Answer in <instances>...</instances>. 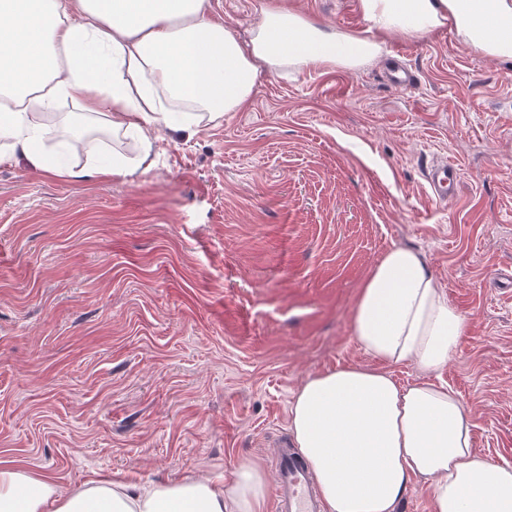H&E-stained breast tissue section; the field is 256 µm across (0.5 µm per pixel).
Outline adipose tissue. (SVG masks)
I'll list each match as a JSON object with an SVG mask.
<instances>
[{
    "instance_id": "ef3b65f1",
    "label": "adipose tissue",
    "mask_w": 512,
    "mask_h": 512,
    "mask_svg": "<svg viewBox=\"0 0 512 512\" xmlns=\"http://www.w3.org/2000/svg\"><path fill=\"white\" fill-rule=\"evenodd\" d=\"M257 23L241 40L211 15V0H0V163L22 153L36 168L72 176L46 152L43 118L54 101L105 115L133 132L140 152L121 163L92 153L98 175L150 169L159 126L188 130L245 108L264 75L310 65L356 68L395 32L453 31L474 50L512 61V0H359L368 35L328 32L278 0H256ZM351 334L375 364L307 376L290 407L295 446L326 512H395L413 479L429 480L432 512H512V466L475 451L459 395L433 382L466 319L423 255L389 248L361 286ZM426 379L403 385L391 368ZM258 466L210 479L149 487L101 477L61 494L50 479L0 462V512H264Z\"/></svg>"
}]
</instances>
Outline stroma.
I'll list each match as a JSON object with an SVG mask.
<instances>
[{"label":"stroma","mask_w":512,"mask_h":512,"mask_svg":"<svg viewBox=\"0 0 512 512\" xmlns=\"http://www.w3.org/2000/svg\"><path fill=\"white\" fill-rule=\"evenodd\" d=\"M366 33L357 0H292ZM403 50L416 80L389 84ZM154 166L56 177L0 165V461L69 493L100 474L211 478L292 446L311 374L371 365L350 315L394 246L467 328L438 382L476 451L512 465V62L443 30L352 70L266 75L250 104L164 129ZM456 162L445 202L426 169Z\"/></svg>","instance_id":"35a3bbf8"}]
</instances>
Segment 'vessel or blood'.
<instances>
[{
    "instance_id": "vessel-or-blood-1",
    "label": "vessel or blood",
    "mask_w": 512,
    "mask_h": 512,
    "mask_svg": "<svg viewBox=\"0 0 512 512\" xmlns=\"http://www.w3.org/2000/svg\"><path fill=\"white\" fill-rule=\"evenodd\" d=\"M458 180L459 168L452 162L432 167L427 177L433 197L440 201L453 196ZM274 469L278 512H320L314 479L295 451L278 452Z\"/></svg>"
}]
</instances>
